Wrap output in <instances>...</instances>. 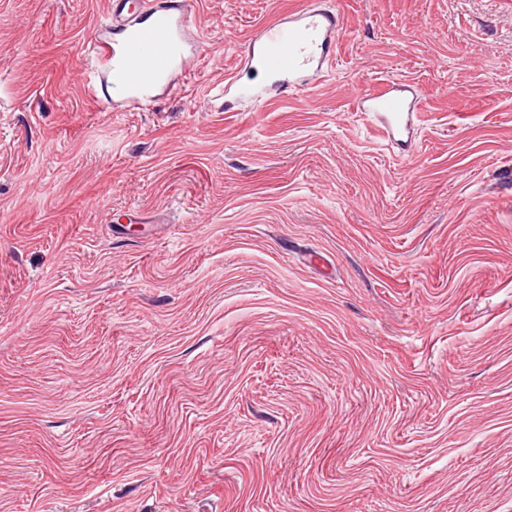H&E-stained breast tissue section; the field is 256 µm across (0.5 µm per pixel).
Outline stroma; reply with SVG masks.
<instances>
[{
    "label": "stroma",
    "mask_w": 512,
    "mask_h": 512,
    "mask_svg": "<svg viewBox=\"0 0 512 512\" xmlns=\"http://www.w3.org/2000/svg\"><path fill=\"white\" fill-rule=\"evenodd\" d=\"M302 6L332 68L225 111ZM106 7L0 0V512H512V0H189L143 108ZM405 90L396 83L386 84L373 93L360 95L358 107L361 112H378L383 114L384 123L381 134L395 138L405 130L410 122L411 112H421L417 98L404 94Z\"/></svg>",
    "instance_id": "1"
}]
</instances>
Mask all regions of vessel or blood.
I'll use <instances>...</instances> for the list:
<instances>
[{"label": "vessel or blood", "mask_w": 512, "mask_h": 512, "mask_svg": "<svg viewBox=\"0 0 512 512\" xmlns=\"http://www.w3.org/2000/svg\"><path fill=\"white\" fill-rule=\"evenodd\" d=\"M99 24L110 29L112 37L97 38L91 44L88 89L100 84L122 87L143 105L166 77L187 64L185 0H110ZM341 28L338 12L296 10L251 38L247 64L270 79L276 91L304 86L330 67ZM358 107L383 114L382 133L392 138L408 127L420 103L391 83L360 95Z\"/></svg>", "instance_id": "b4317fda"}]
</instances>
